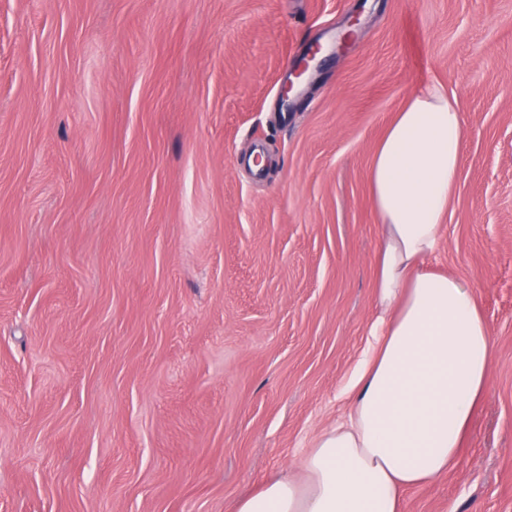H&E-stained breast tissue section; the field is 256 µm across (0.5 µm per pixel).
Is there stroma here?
Wrapping results in <instances>:
<instances>
[{"instance_id":"35a3bbf8","label":"stroma","mask_w":512,"mask_h":512,"mask_svg":"<svg viewBox=\"0 0 512 512\" xmlns=\"http://www.w3.org/2000/svg\"><path fill=\"white\" fill-rule=\"evenodd\" d=\"M432 82L464 135L431 263L495 359L405 512H512V0H0V512L297 473L369 342L373 154Z\"/></svg>"}]
</instances>
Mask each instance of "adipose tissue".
Instances as JSON below:
<instances>
[{"label":"adipose tissue","instance_id":"1","mask_svg":"<svg viewBox=\"0 0 512 512\" xmlns=\"http://www.w3.org/2000/svg\"><path fill=\"white\" fill-rule=\"evenodd\" d=\"M463 147V119L436 84L413 93L370 166L382 240L372 341L343 421L234 512H403L404 494L454 463L487 390L495 349L470 288L433 269Z\"/></svg>","mask_w":512,"mask_h":512}]
</instances>
